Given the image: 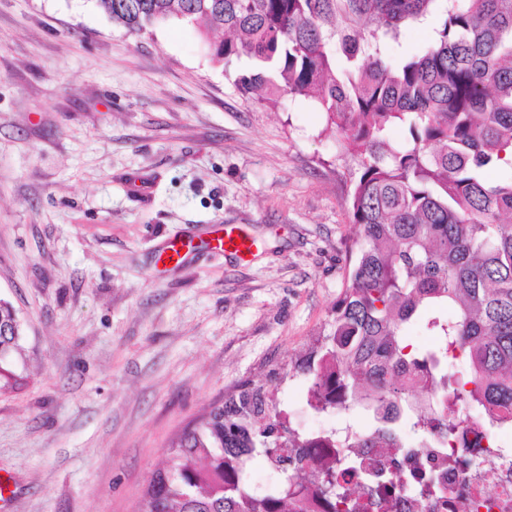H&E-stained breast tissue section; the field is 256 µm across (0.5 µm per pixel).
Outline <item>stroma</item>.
I'll return each mask as SVG.
<instances>
[{"instance_id": "35a3bbf8", "label": "stroma", "mask_w": 512, "mask_h": 512, "mask_svg": "<svg viewBox=\"0 0 512 512\" xmlns=\"http://www.w3.org/2000/svg\"><path fill=\"white\" fill-rule=\"evenodd\" d=\"M234 78L196 25L0 0V298L24 323L0 512H135L171 439L247 387L300 433L341 424L294 367L347 285L354 165L322 113ZM215 224L245 225L253 259L207 248ZM169 239L196 249L163 272Z\"/></svg>"}]
</instances>
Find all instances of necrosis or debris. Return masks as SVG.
<instances>
[{
  "label": "necrosis or debris",
  "instance_id": "obj_1",
  "mask_svg": "<svg viewBox=\"0 0 512 512\" xmlns=\"http://www.w3.org/2000/svg\"><path fill=\"white\" fill-rule=\"evenodd\" d=\"M334 448H307L311 469L336 465V482L359 486L354 512H472L487 499L491 512H512V453L490 448L469 435L467 443L452 440L437 448H362L349 445L339 431ZM431 476L435 487L423 491L419 475Z\"/></svg>",
  "mask_w": 512,
  "mask_h": 512
}]
</instances>
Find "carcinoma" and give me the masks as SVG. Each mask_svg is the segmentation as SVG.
<instances>
[{
  "label": "carcinoma",
  "instance_id": "obj_1",
  "mask_svg": "<svg viewBox=\"0 0 512 512\" xmlns=\"http://www.w3.org/2000/svg\"><path fill=\"white\" fill-rule=\"evenodd\" d=\"M132 33L171 19L201 24L213 60L250 66L234 85L264 107L284 96L311 101L336 138V158L356 165L348 196L355 245L349 285L331 331L299 363L318 413L372 415L359 448H400L411 432L443 445L458 427L451 407L497 448L512 431V180L485 182L512 165V0H94ZM436 20L416 52L404 31ZM400 128L402 138L391 136ZM417 323L438 337L420 353ZM22 321L0 299V393L12 370ZM461 353L464 368L447 369ZM404 366L424 383L412 387ZM287 426L259 389H244L184 428L154 470L136 512H298L301 474L279 448H334ZM256 456L284 463L263 491L250 483ZM318 491L349 505L336 466Z\"/></svg>",
  "mask_w": 512,
  "mask_h": 512
}]
</instances>
